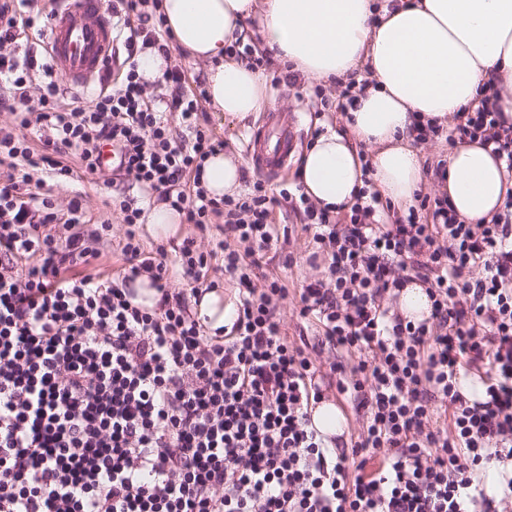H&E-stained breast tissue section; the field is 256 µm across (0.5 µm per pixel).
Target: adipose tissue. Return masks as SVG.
<instances>
[{
    "instance_id": "ef3b65f1",
    "label": "adipose tissue",
    "mask_w": 512,
    "mask_h": 512,
    "mask_svg": "<svg viewBox=\"0 0 512 512\" xmlns=\"http://www.w3.org/2000/svg\"><path fill=\"white\" fill-rule=\"evenodd\" d=\"M159 10L175 44L208 62L210 106L241 126L264 111L267 93L259 71L226 54L235 40L313 81L346 83L369 70L345 131L323 133L299 169L303 192L333 211L351 207L366 162L382 198L411 205L424 179L413 121L447 124L485 83L501 88L498 109L512 125V0H160ZM447 169L440 190L452 208L467 223L488 222L511 186L504 161L463 142ZM201 184L218 199L238 193L239 161L208 157Z\"/></svg>"
}]
</instances>
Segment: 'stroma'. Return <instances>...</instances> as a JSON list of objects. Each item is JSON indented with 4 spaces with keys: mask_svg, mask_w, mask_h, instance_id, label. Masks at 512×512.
<instances>
[{
    "mask_svg": "<svg viewBox=\"0 0 512 512\" xmlns=\"http://www.w3.org/2000/svg\"><path fill=\"white\" fill-rule=\"evenodd\" d=\"M266 78H278V85L268 87V111L288 112L297 114L300 120L301 137L295 143L291 162L285 174L277 177H261L252 162H245L243 175L247 178H263L268 191L276 193L284 188H295L297 184V171L301 159L308 149L311 130L314 127H331L340 131L344 128L342 113L336 111V99L343 88L342 83L327 84L323 87L326 99L325 105L311 104L308 95L312 93L314 85L304 78L289 81L288 69L275 60H268L261 67ZM203 124L212 133L224 140L226 152L233 154H246L247 145L257 127L256 122H249L246 127L231 126L224 120L223 113L205 109ZM64 162L71 168L77 169L78 175L66 181L51 180L49 174L35 169L31 172L33 180L50 182L52 198L58 208H66L74 195H81L83 208L90 220V228H97L101 222H109L110 229L104 232L98 240L92 241L91 246L98 253L96 260L85 266L88 274L113 275L123 264L120 249L125 241L128 229L123 224L118 212L113 211L109 202L113 195L124 196L141 200L142 192L138 185L129 179L115 178L111 164H104L96 174H87L79 169L80 162L76 156L65 157ZM274 219L277 224L286 226L287 238L279 254L274 259H262L261 272L267 277L279 279L287 288L288 295L280 308V320L288 334L289 340H298L300 334L314 336V324L304 321L299 316V290L304 281L320 276V269L311 267L307 261V240L301 230L303 217L292 211L288 203H280L274 209ZM137 239L140 240L144 250L156 253L157 250L173 252L184 238L194 240L196 247L204 252L215 249L218 241L224 237L221 226L211 224L207 229H199L195 225H182L177 237L166 241H159L150 237L143 227L133 229Z\"/></svg>",
    "mask_w": 512,
    "mask_h": 512,
    "instance_id": "stroma-1",
    "label": "stroma"
}]
</instances>
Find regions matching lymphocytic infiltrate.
<instances>
[{"label": "lymphocytic infiltrate", "mask_w": 512, "mask_h": 512, "mask_svg": "<svg viewBox=\"0 0 512 512\" xmlns=\"http://www.w3.org/2000/svg\"><path fill=\"white\" fill-rule=\"evenodd\" d=\"M31 2L0 0V81L20 104L13 128H0V166L14 171L0 183V512H500L512 500V189L485 224L420 190L389 224L365 186L345 218L301 191L269 195L259 180L210 197L196 176L224 142L201 122L205 90L184 92L175 67L151 82L139 73L144 50L170 53L148 0H112L120 86L104 78L65 106L51 65L17 51L40 22ZM500 93L482 85L451 129L415 123V143L479 142L512 180ZM106 146L117 175L185 223L223 218L224 274L238 285L223 336H207L191 310L207 255L189 238L174 258L147 254L132 199L112 201L129 226L116 276L75 273L94 259L97 233L79 199L58 210L29 171L71 177L61 158L73 151L93 174ZM281 200L304 216L309 264L326 269L302 286L299 315L358 358L330 365L364 419L347 447L312 425L325 378L282 334L286 289L252 280L279 244L271 214ZM145 273L159 294L151 310L131 301ZM413 282L430 301L416 322L396 305ZM471 374L483 384L475 399L459 389ZM492 468L508 473L496 494L484 482Z\"/></svg>", "instance_id": "1"}]
</instances>
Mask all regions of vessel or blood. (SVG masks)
Instances as JSON below:
<instances>
[{
    "instance_id": "1",
    "label": "vessel or blood",
    "mask_w": 512,
    "mask_h": 512,
    "mask_svg": "<svg viewBox=\"0 0 512 512\" xmlns=\"http://www.w3.org/2000/svg\"><path fill=\"white\" fill-rule=\"evenodd\" d=\"M115 42L112 12L105 0H58L48 50L55 72L68 83L97 84L104 75ZM298 118L268 113L249 151L255 167L277 175L288 164L297 137Z\"/></svg>"
}]
</instances>
